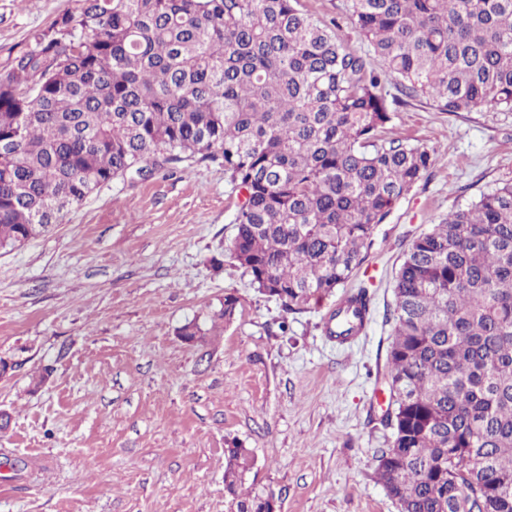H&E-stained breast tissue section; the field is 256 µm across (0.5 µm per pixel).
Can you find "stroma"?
Masks as SVG:
<instances>
[{"mask_svg": "<svg viewBox=\"0 0 512 512\" xmlns=\"http://www.w3.org/2000/svg\"><path fill=\"white\" fill-rule=\"evenodd\" d=\"M350 0H299L358 55ZM79 0H0V77ZM386 91L395 135L427 148L423 178L376 228L352 279L290 314L229 255L235 194L220 164L103 185L62 223L0 250V512H231L224 448L250 453L245 486L277 512H398L375 479L389 404L393 282L412 242L512 180V112L437 111ZM366 287L354 341L326 333ZM231 322H213L225 295ZM189 322L205 331L189 343ZM48 379L33 387L40 373Z\"/></svg>", "mask_w": 512, "mask_h": 512, "instance_id": "35a3bbf8", "label": "stroma"}]
</instances>
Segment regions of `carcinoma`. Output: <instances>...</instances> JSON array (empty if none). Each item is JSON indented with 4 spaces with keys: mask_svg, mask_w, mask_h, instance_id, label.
<instances>
[{
    "mask_svg": "<svg viewBox=\"0 0 512 512\" xmlns=\"http://www.w3.org/2000/svg\"><path fill=\"white\" fill-rule=\"evenodd\" d=\"M0 78V249L97 188L224 166L230 248L257 291L301 313L366 260L429 150L385 137V84L441 112L512 111V0H352L349 52L298 0H81ZM359 322L335 309L330 336ZM387 351L393 445L376 481L400 512H512V183L448 213L404 254ZM235 512L249 452L224 448Z\"/></svg>",
    "mask_w": 512,
    "mask_h": 512,
    "instance_id": "carcinoma-1",
    "label": "carcinoma"
}]
</instances>
